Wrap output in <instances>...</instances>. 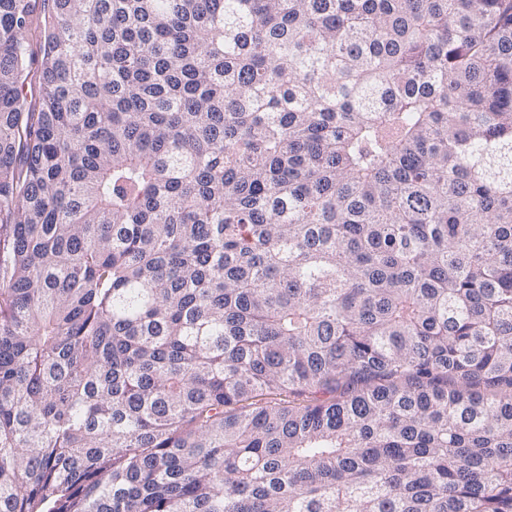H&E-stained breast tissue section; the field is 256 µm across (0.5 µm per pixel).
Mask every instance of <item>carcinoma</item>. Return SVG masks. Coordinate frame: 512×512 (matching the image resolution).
<instances>
[{
	"instance_id": "1",
	"label": "carcinoma",
	"mask_w": 512,
	"mask_h": 512,
	"mask_svg": "<svg viewBox=\"0 0 512 512\" xmlns=\"http://www.w3.org/2000/svg\"><path fill=\"white\" fill-rule=\"evenodd\" d=\"M0 0V512H512V0Z\"/></svg>"
}]
</instances>
